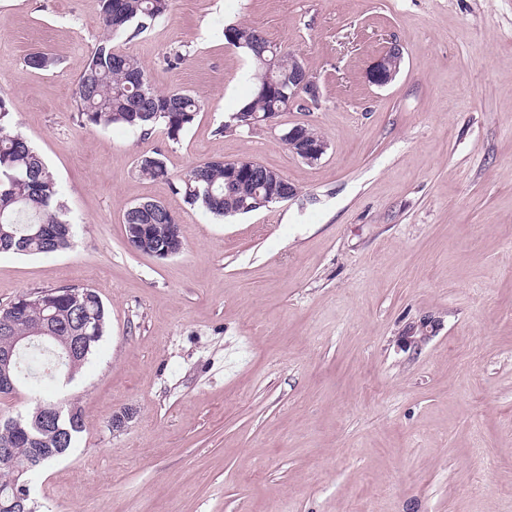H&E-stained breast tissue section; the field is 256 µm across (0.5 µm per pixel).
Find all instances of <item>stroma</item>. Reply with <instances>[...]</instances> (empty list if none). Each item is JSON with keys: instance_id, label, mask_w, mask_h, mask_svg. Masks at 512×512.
Segmentation results:
<instances>
[{"instance_id": "stroma-1", "label": "stroma", "mask_w": 512, "mask_h": 512, "mask_svg": "<svg viewBox=\"0 0 512 512\" xmlns=\"http://www.w3.org/2000/svg\"><path fill=\"white\" fill-rule=\"evenodd\" d=\"M101 6L0 0V93L74 232L56 255L0 253V308L75 285L107 315L80 373L49 389L82 429L32 498L45 512H512V0H173L113 44L156 90L202 98L176 142L79 123ZM232 24L296 53L318 104L222 132L255 83ZM393 42L401 70L373 85ZM34 51L53 66L30 69ZM298 123L329 143L315 164L280 138ZM153 152L170 182L137 175ZM211 158L258 161L296 194L217 219L172 186ZM147 200L175 214L182 253L129 246L124 214ZM427 318L431 339L404 349ZM403 50L400 44L391 43L386 52L378 57L367 73L368 81L383 87L390 84L398 73V60L402 58Z\"/></svg>"}]
</instances>
